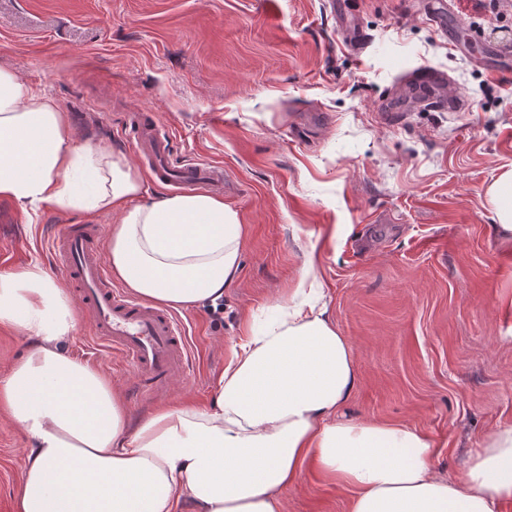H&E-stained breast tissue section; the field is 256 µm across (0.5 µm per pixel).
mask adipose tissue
<instances>
[{"label":"adipose tissue","instance_id":"obj_1","mask_svg":"<svg viewBox=\"0 0 512 512\" xmlns=\"http://www.w3.org/2000/svg\"><path fill=\"white\" fill-rule=\"evenodd\" d=\"M143 179L102 144L78 142L59 104L0 67V198L119 216L112 276L138 297L190 309L237 277L244 226L198 192L142 198ZM225 364L212 400L156 406L130 426L110 379L66 352L80 314L30 261L0 272V329L32 339L0 379V416L27 439L16 512H285L307 460L349 495L348 512H497L512 499V427L448 481L435 443L402 424L343 419L358 372L322 292L297 286Z\"/></svg>","mask_w":512,"mask_h":512}]
</instances>
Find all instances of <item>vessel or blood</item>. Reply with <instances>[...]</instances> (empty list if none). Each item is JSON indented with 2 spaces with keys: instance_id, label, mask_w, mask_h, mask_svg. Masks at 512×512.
<instances>
[{
  "instance_id": "obj_1",
  "label": "vessel or blood",
  "mask_w": 512,
  "mask_h": 512,
  "mask_svg": "<svg viewBox=\"0 0 512 512\" xmlns=\"http://www.w3.org/2000/svg\"><path fill=\"white\" fill-rule=\"evenodd\" d=\"M135 128L154 160L157 179L172 185L223 188L222 166L192 159L172 162L170 142L160 136L154 113H139ZM55 248L67 279L81 293L92 334L132 369L139 395L166 391L188 360L178 318L113 286L98 226L63 225Z\"/></svg>"
}]
</instances>
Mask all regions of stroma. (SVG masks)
<instances>
[{"label": "stroma", "instance_id": "obj_1", "mask_svg": "<svg viewBox=\"0 0 512 512\" xmlns=\"http://www.w3.org/2000/svg\"><path fill=\"white\" fill-rule=\"evenodd\" d=\"M450 2L439 25L425 0H347L366 38L356 52L334 0H0V67L54 98L78 141L124 155L147 198L170 193L129 120L155 113L175 156L223 166L245 226L223 298L177 313L189 358L166 393L135 395L81 318L69 352L109 377L132 419L208 404L245 321L304 276L355 350L344 418L426 431L450 479L512 426V240L487 194L512 169V16ZM425 68L448 73L461 105L413 102L385 120L383 103ZM85 221L53 206L29 220L0 199V271L37 259L64 281L53 243ZM25 465L23 432L0 417V512H15ZM281 496L287 512H347L310 461Z\"/></svg>", "mask_w": 512, "mask_h": 512}]
</instances>
